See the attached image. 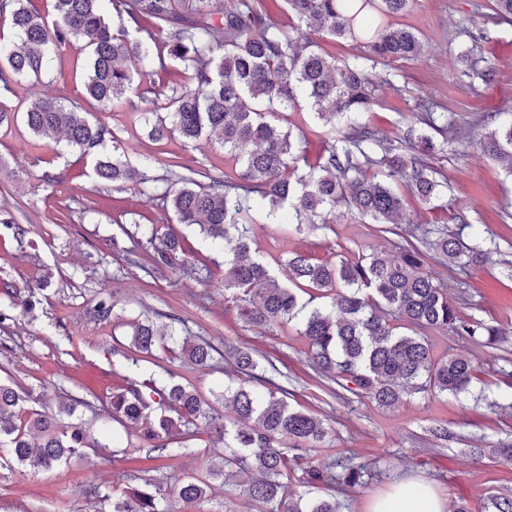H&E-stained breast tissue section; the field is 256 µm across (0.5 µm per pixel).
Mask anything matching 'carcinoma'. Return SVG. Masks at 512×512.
Masks as SVG:
<instances>
[{"mask_svg":"<svg viewBox=\"0 0 512 512\" xmlns=\"http://www.w3.org/2000/svg\"><path fill=\"white\" fill-rule=\"evenodd\" d=\"M53 0V14L46 19L30 0H0V19L8 16L17 40L0 42V85L6 91L22 78L36 79L49 72L59 49L81 42L88 50L84 89L105 106L126 93L143 98L163 91L143 78L152 67L166 68V59L181 62L192 72L191 83L167 97L166 113L149 112L145 123L149 137L161 141L179 136L185 144L205 137L234 155L239 169L220 172L189 171L165 187L143 169L128 167L122 159L112 130L91 121L87 113L54 99H37L23 113L28 129L38 137L62 133L68 148L91 161L102 183L134 180L139 191L159 201L172 213V221L196 226L213 243L235 241L224 252V279L220 287L249 326L274 331L296 321L299 334L309 342L310 361L319 375L333 386L330 393L365 395L378 406L396 409L415 394H452L469 391L475 366L463 353L434 359L428 332L451 330L458 336L485 338L495 346L508 339L499 326L464 319L448 298L441 273L431 270L448 264L462 268L497 264L499 246L475 238L465 241L442 229L401 228L408 207L407 196L422 204L441 198L444 184L425 162L407 157L385 142L379 132L356 120L343 128L336 118L368 112L374 103L368 69L382 60H412L421 53L416 33L393 22L407 11L411 0H286L297 24L286 29L270 26L257 0ZM135 20L154 21L162 34V51L149 42L132 43L124 28L112 31L110 11ZM221 18L214 21L213 12ZM327 34L359 42L364 53L339 62L321 49L307 51L301 40ZM301 104L331 125L335 144L318 168L296 175L298 147L292 134L270 118ZM114 143L112 154L103 151ZM406 141L430 156L438 151L433 137L412 128ZM475 145L512 167V121L488 131ZM345 207L360 219L388 224L386 232L406 243L389 256L362 253L353 259L312 263L296 255L287 261L284 286L269 270L247 237L254 215L268 224L303 227L326 226L330 215ZM130 242L122 247L112 237L119 257L112 279L133 263L139 249H152L147 274L155 276L184 265L186 253L180 237L163 232L155 224H137ZM307 285L329 305L306 309L295 288ZM51 277L16 288L12 306L0 308V329L18 321L19 313L35 308L36 292L49 288ZM21 307L16 312L15 307ZM116 300L101 297L89 310L95 320L117 317ZM391 313L411 333L396 331L385 313ZM166 318L130 323L129 350L112 347V354L130 357L131 352L153 355L156 344L181 343L184 358L201 368L212 367L215 348L208 342L179 339L175 314ZM225 353L237 369L255 383L224 385L205 400L192 384L153 379L129 381L112 391L105 413L125 429L126 447L144 450L172 468L200 456V449L186 442L198 434L224 438V465L209 470L207 478H191L175 485L174 493L191 509L208 497L214 480L248 469L258 477L231 496H243L265 505L264 512H338L336 502L316 498L301 504L288 481L313 487L356 485L364 467H349L340 475L334 464L314 463L306 455L328 435L323 419L288 404V388L278 380L282 373L268 361L232 345ZM23 397L10 383L0 381V460L51 470L83 457L85 448H103L69 407L60 417L37 410L24 411ZM231 407L233 416L217 413L215 405ZM129 488L119 494H91L112 501L111 512H164L160 489Z\"/></svg>","mask_w":512,"mask_h":512,"instance_id":"carcinoma-1","label":"carcinoma"}]
</instances>
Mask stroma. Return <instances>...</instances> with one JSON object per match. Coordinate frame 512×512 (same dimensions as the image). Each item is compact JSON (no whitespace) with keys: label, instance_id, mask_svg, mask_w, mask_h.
I'll use <instances>...</instances> for the list:
<instances>
[{"label":"stroma","instance_id":"obj_1","mask_svg":"<svg viewBox=\"0 0 512 512\" xmlns=\"http://www.w3.org/2000/svg\"><path fill=\"white\" fill-rule=\"evenodd\" d=\"M490 7L491 0H414L398 22L419 34L423 51L412 60L377 64L371 73L375 103L363 120L403 151L406 131L420 124L418 102L429 101L435 112L445 113L448 131L435 133L440 150L427 162L447 179L448 192L437 207L413 206L407 219L461 232L466 239L479 232L512 260V170L468 144L512 111V23L492 18ZM85 73L81 45H66L48 74L0 93V103L19 113L39 98L81 104L94 120L112 128L130 165L151 157V173L159 178L171 180L189 168L234 166L232 155L206 139L187 147L174 138L152 141L141 118L151 109L150 100L130 93L100 106L84 94ZM285 117L300 143V169L317 166L329 148L323 121L305 107ZM87 205L94 212L86 216ZM0 214L14 217L24 229L17 238L0 235V306L9 303L4 284L52 276L33 314L0 331V379L55 411L76 397L91 400V407H78L76 413L97 438L125 440L123 427L105 415L100 402L127 380L171 372L176 382L193 383L205 396L228 379L246 380L227 359L216 369L202 370L160 350L136 361L113 355V346L128 342L129 327L124 320L95 321L86 314L99 297L112 295L127 318L145 310L177 314L180 335L219 348L232 341L286 372L289 404L329 425L327 441L310 450L311 460L365 468L362 483L333 489L341 512H368L374 497L406 477L431 481L452 510L464 505L481 512L486 497L512 495V457L504 454L512 448V408L500 402L512 394V342L488 347L440 330L429 332L435 358L464 353L473 359L471 395H418L396 410L363 396L340 400L327 394L326 380L312 369L309 344L295 326L268 333L243 324L220 286L224 255L198 230L183 227L179 233L187 259L209 268L210 283L180 271L150 281L140 268L113 280L116 264L109 256L120 225L165 224L170 215L134 182H96L65 141L36 137L20 121L0 127ZM249 236L280 280L288 257L296 254L323 263L361 251L389 252L398 241L343 209L314 231L286 233L279 225L257 223L250 225ZM87 268L94 269L93 278L84 277ZM446 277L450 299L462 316L512 329V281L498 266L463 271L454 266ZM439 427L447 428L448 441L433 438L432 429ZM201 443L203 456L175 469L159 467L146 452L119 447L87 452L49 471L0 465V512H101L89 494L100 479L119 491L148 480L165 490L175 479L219 465L223 447H211L206 437Z\"/></svg>","mask_w":512,"mask_h":512}]
</instances>
